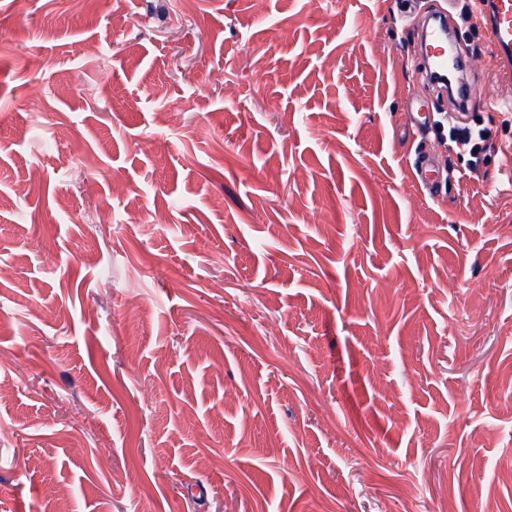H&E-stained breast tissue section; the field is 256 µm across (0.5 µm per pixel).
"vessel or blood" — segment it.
Wrapping results in <instances>:
<instances>
[{
  "instance_id": "1",
  "label": "vessel or blood",
  "mask_w": 512,
  "mask_h": 512,
  "mask_svg": "<svg viewBox=\"0 0 512 512\" xmlns=\"http://www.w3.org/2000/svg\"><path fill=\"white\" fill-rule=\"evenodd\" d=\"M474 21L482 31L494 60L495 78L499 85H512V0H474ZM454 27L451 11H443L434 17L424 31L429 67L426 78L440 93H452L459 107H466L476 91L474 82L467 77V61L464 57L449 60L448 33ZM448 172L433 154L420 156L416 166L415 183L421 192L434 194Z\"/></svg>"
}]
</instances>
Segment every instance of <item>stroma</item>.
<instances>
[{"instance_id": "stroma-1", "label": "stroma", "mask_w": 512, "mask_h": 512, "mask_svg": "<svg viewBox=\"0 0 512 512\" xmlns=\"http://www.w3.org/2000/svg\"><path fill=\"white\" fill-rule=\"evenodd\" d=\"M417 42L395 0H0V512H512V112L423 196Z\"/></svg>"}]
</instances>
